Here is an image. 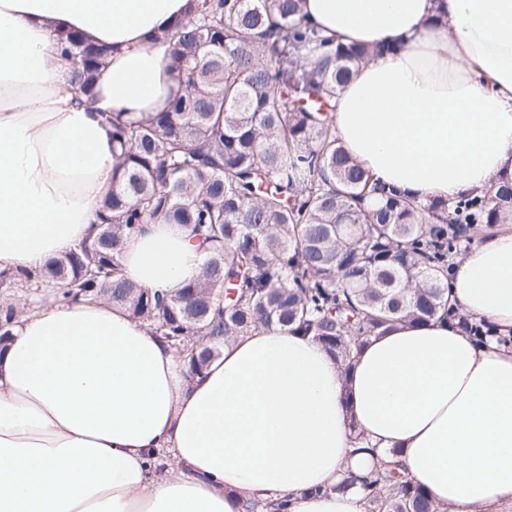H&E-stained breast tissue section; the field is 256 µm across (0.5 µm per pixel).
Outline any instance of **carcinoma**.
<instances>
[{"label": "carcinoma", "instance_id": "cac0c4a2", "mask_svg": "<svg viewBox=\"0 0 512 512\" xmlns=\"http://www.w3.org/2000/svg\"><path fill=\"white\" fill-rule=\"evenodd\" d=\"M303 0H202L165 32L181 91L161 112L112 121V191L95 234L0 288H51L58 302L106 297L162 336L197 375L220 339L258 327L313 336L348 367L364 340L398 322L457 315L448 266L462 234L512 218V183L423 205L378 185L333 126L336 91L374 48L339 46L304 20ZM94 100L103 51L65 36ZM186 224L206 246L202 278L175 295L126 280L128 237L148 222ZM15 308L0 307V343ZM368 512H443L401 471L351 473ZM246 512H287L254 499Z\"/></svg>", "mask_w": 512, "mask_h": 512}]
</instances>
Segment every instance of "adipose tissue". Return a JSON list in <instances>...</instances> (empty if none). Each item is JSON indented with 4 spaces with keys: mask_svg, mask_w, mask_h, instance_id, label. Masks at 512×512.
<instances>
[{
    "mask_svg": "<svg viewBox=\"0 0 512 512\" xmlns=\"http://www.w3.org/2000/svg\"><path fill=\"white\" fill-rule=\"evenodd\" d=\"M194 0H0V271L92 235L112 189L109 113L166 108L165 31ZM306 21L376 48L338 90L336 136L421 203L512 177V0H304ZM103 49L77 102L60 36ZM182 224L129 237L126 279L163 294L201 274ZM448 295L512 333V223L459 257ZM0 350V512H367L347 473L400 461L448 512L512 508V347L445 320L369 338L349 372L312 336L259 328L202 374L106 300L16 314ZM363 436L374 454L355 452Z\"/></svg>",
    "mask_w": 512,
    "mask_h": 512,
    "instance_id": "adipose-tissue-1",
    "label": "adipose tissue"
}]
</instances>
